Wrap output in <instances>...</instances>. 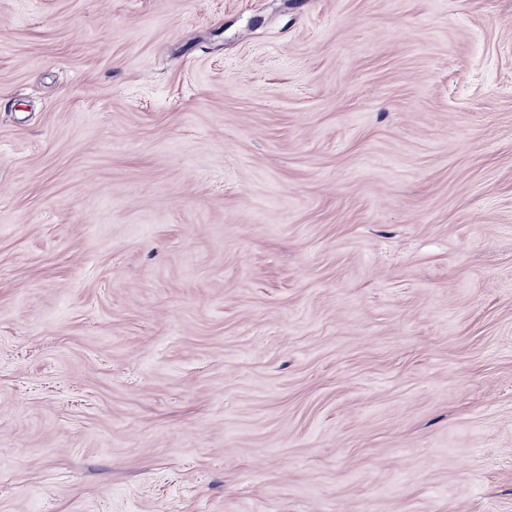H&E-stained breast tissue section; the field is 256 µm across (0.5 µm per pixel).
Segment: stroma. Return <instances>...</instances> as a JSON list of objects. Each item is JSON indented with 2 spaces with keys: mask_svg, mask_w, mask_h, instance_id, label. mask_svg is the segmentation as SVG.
I'll return each mask as SVG.
<instances>
[{
  "mask_svg": "<svg viewBox=\"0 0 512 512\" xmlns=\"http://www.w3.org/2000/svg\"><path fill=\"white\" fill-rule=\"evenodd\" d=\"M0 512H512V0H0Z\"/></svg>",
  "mask_w": 512,
  "mask_h": 512,
  "instance_id": "1",
  "label": "stroma"
}]
</instances>
